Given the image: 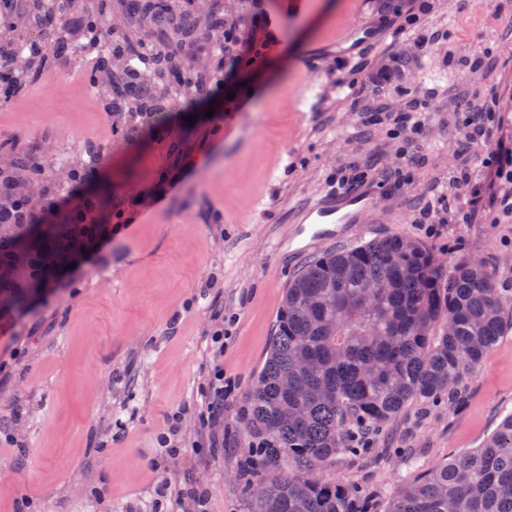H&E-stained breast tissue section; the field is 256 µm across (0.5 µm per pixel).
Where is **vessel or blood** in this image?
Instances as JSON below:
<instances>
[{
	"label": "vessel or blood",
	"mask_w": 512,
	"mask_h": 512,
	"mask_svg": "<svg viewBox=\"0 0 512 512\" xmlns=\"http://www.w3.org/2000/svg\"><path fill=\"white\" fill-rule=\"evenodd\" d=\"M378 210L375 196L365 190H336L311 203L303 212L299 232L310 240H333L340 224H361Z\"/></svg>",
	"instance_id": "1"
}]
</instances>
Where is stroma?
Masks as SVG:
<instances>
[{"instance_id":"1","label":"stroma","mask_w":512,"mask_h":512,"mask_svg":"<svg viewBox=\"0 0 512 512\" xmlns=\"http://www.w3.org/2000/svg\"><path fill=\"white\" fill-rule=\"evenodd\" d=\"M225 24L277 42L258 71L225 62L214 107L174 99L141 123L106 114L75 53L0 107V166L28 156L51 193H67L99 146L97 180L113 201L156 185L176 154L186 173L164 202L135 208L107 260L65 270L64 287L14 312L0 335V512H150L168 481L171 512H253L261 474L241 443L244 410L285 289L329 250L401 235L440 265L483 262L512 288V183L472 202L494 142L512 143V0H222ZM362 16L359 44L334 33ZM238 99L227 111L228 93ZM417 112L419 133L393 136L388 114ZM362 174L379 203L370 224H341L333 241L294 235L300 212ZM449 200L454 218L430 208ZM211 289H204L205 281ZM235 315L214 356L215 308ZM232 383L224 445L209 449L200 389L213 366ZM461 407L410 405L384 426L379 454L330 477L390 491L448 456L478 447L512 413V329L462 382ZM180 415L186 453L164 459L156 437Z\"/></svg>"}]
</instances>
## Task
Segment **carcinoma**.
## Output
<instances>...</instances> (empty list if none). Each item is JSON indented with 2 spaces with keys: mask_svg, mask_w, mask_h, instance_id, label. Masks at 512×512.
<instances>
[{
  "mask_svg": "<svg viewBox=\"0 0 512 512\" xmlns=\"http://www.w3.org/2000/svg\"><path fill=\"white\" fill-rule=\"evenodd\" d=\"M58 0H33L48 22L60 16ZM54 51L90 55L96 76L141 61L121 52L98 15L53 44ZM23 62L9 82L20 87L45 69V45L24 38L9 53ZM165 93L177 82L197 91L208 78L181 70L158 71ZM50 225L26 231L21 247L40 249ZM383 282L377 293L371 284ZM4 302L25 308L36 288L0 287ZM512 328V290L493 271L469 260L444 271L432 251L393 235L323 253L288 283L272 342L249 394L244 447L262 460L264 493L254 512H512V415L480 447L410 479L388 499L358 482L324 477L342 456L373 451L384 423L418 401L462 399L459 384ZM292 384L283 388L282 379Z\"/></svg>",
  "mask_w": 512,
  "mask_h": 512,
  "instance_id": "1",
  "label": "carcinoma"
}]
</instances>
